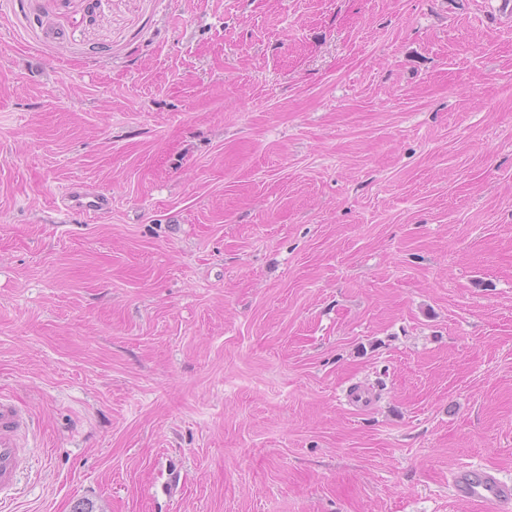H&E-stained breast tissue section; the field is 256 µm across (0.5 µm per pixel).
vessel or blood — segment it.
<instances>
[{
	"mask_svg": "<svg viewBox=\"0 0 512 512\" xmlns=\"http://www.w3.org/2000/svg\"><path fill=\"white\" fill-rule=\"evenodd\" d=\"M106 195L67 189L57 206L62 215L74 212H98L107 209ZM32 417L14 400L0 396V494L14 490L21 470L27 464L24 438L29 435ZM448 488L454 496L466 499L481 512H512V479L500 476L495 469L480 464H465L448 478Z\"/></svg>",
	"mask_w": 512,
	"mask_h": 512,
	"instance_id": "obj_1",
	"label": "vessel or blood"
}]
</instances>
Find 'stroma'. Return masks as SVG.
I'll return each mask as SVG.
<instances>
[{"instance_id":"stroma-1","label":"stroma","mask_w":512,"mask_h":512,"mask_svg":"<svg viewBox=\"0 0 512 512\" xmlns=\"http://www.w3.org/2000/svg\"><path fill=\"white\" fill-rule=\"evenodd\" d=\"M499 2L0 0L6 512H479L449 472L512 478ZM70 186L109 209L60 222ZM31 426L29 412L9 397L0 396V494L14 490L20 471L26 467L24 438Z\"/></svg>"}]
</instances>
